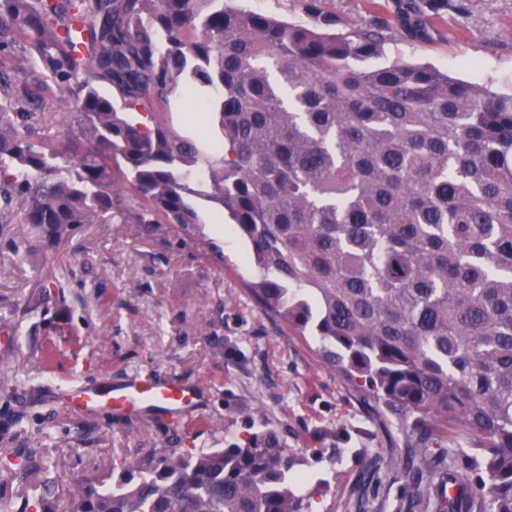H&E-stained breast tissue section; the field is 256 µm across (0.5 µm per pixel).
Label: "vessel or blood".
I'll list each match as a JSON object with an SVG mask.
<instances>
[{
  "label": "vessel or blood",
  "mask_w": 512,
  "mask_h": 512,
  "mask_svg": "<svg viewBox=\"0 0 512 512\" xmlns=\"http://www.w3.org/2000/svg\"><path fill=\"white\" fill-rule=\"evenodd\" d=\"M195 398L192 388L176 383H158L146 375L128 385L107 392L75 388L69 404L74 408H89L101 404L114 405L133 413L177 411L189 406Z\"/></svg>",
  "instance_id": "b4317fda"
}]
</instances>
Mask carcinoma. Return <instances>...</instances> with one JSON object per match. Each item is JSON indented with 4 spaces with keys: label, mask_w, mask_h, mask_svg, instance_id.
Returning <instances> with one entry per match:
<instances>
[{
    "label": "carcinoma",
    "mask_w": 512,
    "mask_h": 512,
    "mask_svg": "<svg viewBox=\"0 0 512 512\" xmlns=\"http://www.w3.org/2000/svg\"><path fill=\"white\" fill-rule=\"evenodd\" d=\"M225 0H0V227L54 249L83 224L201 235L227 217L269 317L392 414L407 512H512V91L386 55L385 22L336 34ZM112 88L109 97L100 85ZM217 114L195 141L155 108ZM144 113L149 122L130 118ZM65 124L68 137L51 135ZM43 494L21 512H50ZM276 433L223 448H139L72 493L70 512H311L327 481Z\"/></svg>",
    "instance_id": "obj_1"
}]
</instances>
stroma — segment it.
<instances>
[{"label":"stroma","mask_w":512,"mask_h":512,"mask_svg":"<svg viewBox=\"0 0 512 512\" xmlns=\"http://www.w3.org/2000/svg\"><path fill=\"white\" fill-rule=\"evenodd\" d=\"M251 11L310 22L309 5L344 32L377 18L393 25L392 56L425 62L449 75L512 90V0H454L430 12L426 0H235ZM420 20L409 37L402 16ZM181 134L211 139L208 114L180 95L161 105ZM202 230L224 252L212 262L170 225L86 224L56 249L32 250L19 224L0 232V369L16 376L18 394L0 397V459H62L65 471L50 500L65 512L83 476L104 475L113 459L139 448H221L261 428L274 429L300 472L328 482L312 512H353L364 457L404 448L412 421L369 407L342 375L325 366L318 344L271 320L245 284L258 270L233 225L201 208ZM66 265L62 293H46L45 273ZM133 374L197 386V405L177 416H133L115 407L69 408L68 390L107 385ZM24 414L26 433L12 422Z\"/></svg>","instance_id":"obj_1"}]
</instances>
